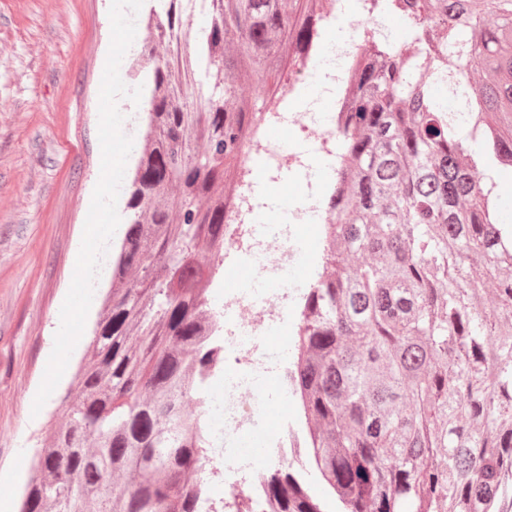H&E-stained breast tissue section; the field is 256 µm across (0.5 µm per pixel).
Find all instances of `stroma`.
Wrapping results in <instances>:
<instances>
[{
    "mask_svg": "<svg viewBox=\"0 0 512 512\" xmlns=\"http://www.w3.org/2000/svg\"><path fill=\"white\" fill-rule=\"evenodd\" d=\"M110 5L0 0V512L27 482L29 449L50 442L112 282L107 256L85 331L32 414L100 175Z\"/></svg>",
    "mask_w": 512,
    "mask_h": 512,
    "instance_id": "obj_1",
    "label": "stroma"
}]
</instances>
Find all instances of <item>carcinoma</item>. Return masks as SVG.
<instances>
[{"mask_svg": "<svg viewBox=\"0 0 512 512\" xmlns=\"http://www.w3.org/2000/svg\"><path fill=\"white\" fill-rule=\"evenodd\" d=\"M191 2L210 15L196 47L213 86L170 55L183 21L176 0H157L128 228L19 512H224L208 484L182 480L213 463L205 423L182 403L224 362L199 284L224 266V172L266 108L238 103L241 77L266 87L279 50L301 54L318 32L304 0ZM373 2L414 45L376 47L353 75L334 224L288 374L303 453L344 512H498L512 498V223L490 194L512 171V0ZM472 67L493 80L471 83ZM474 255L498 300L489 310L474 304ZM261 497L270 512H323L298 471L266 476Z\"/></svg>", "mask_w": 512, "mask_h": 512, "instance_id": "cac0c4a2", "label": "carcinoma"}]
</instances>
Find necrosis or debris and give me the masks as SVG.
Instances as JSON below:
<instances>
[{
    "mask_svg": "<svg viewBox=\"0 0 512 512\" xmlns=\"http://www.w3.org/2000/svg\"><path fill=\"white\" fill-rule=\"evenodd\" d=\"M317 13L323 32L340 21L337 0H317ZM343 24L346 35L336 46L335 69L319 68L314 50L289 61L267 110L259 113L243 142L238 178L224 190V250L242 254L243 259L224 269L229 283L223 304L224 366L203 382L200 396L190 399L185 410L206 417L225 436L252 432L265 410L261 375L267 368L266 336L273 325L283 323L295 302L276 282L295 262L292 240L297 222L320 201L311 193L301 197L292 223L279 225L271 235L259 233L255 214L265 205L264 188L275 185L283 171L305 173L336 155L352 74L367 49L361 20ZM304 84L316 87L315 101L300 99ZM284 123L298 136V146L270 137V130ZM292 445V437L284 432L263 439L264 454L247 476L252 491H259L263 478L279 467Z\"/></svg>",
    "mask_w": 512,
    "mask_h": 512,
    "instance_id": "1",
    "label": "necrosis or debris"
}]
</instances>
